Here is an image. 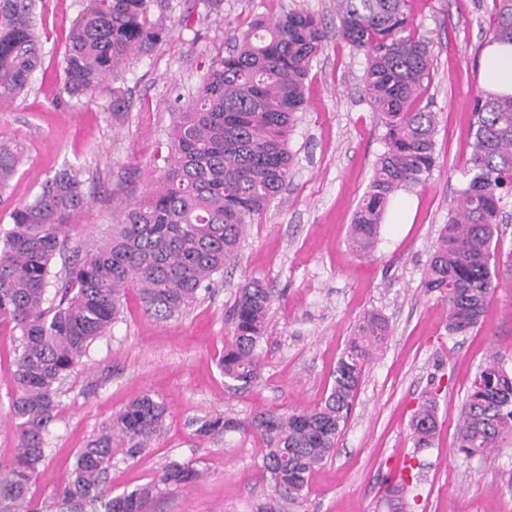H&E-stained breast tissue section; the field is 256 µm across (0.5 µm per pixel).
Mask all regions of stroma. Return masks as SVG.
I'll return each mask as SVG.
<instances>
[{
  "instance_id": "35a3bbf8",
  "label": "stroma",
  "mask_w": 512,
  "mask_h": 512,
  "mask_svg": "<svg viewBox=\"0 0 512 512\" xmlns=\"http://www.w3.org/2000/svg\"><path fill=\"white\" fill-rule=\"evenodd\" d=\"M173 32L117 80L124 119L107 95L93 102L62 94L61 63L78 0H38L44 60L27 95L0 106V142H20L27 162L0 198V236L9 213L46 179L81 168L88 205L71 230L95 243L124 205L164 170L174 110L172 89L194 91L210 58L224 48L227 25L257 15L304 9L322 17L327 38L306 80V107L288 136L292 178L280 198L246 228L227 274L183 315L145 313L136 291L108 335L97 339L63 383L60 410L38 469L39 512H67L59 490L79 448L113 414L143 394L166 408L165 429L135 458L115 450L106 489L116 495L158 479L168 463H191L203 476L156 498L149 512H380L382 490L403 464H413L404 494L408 512H512V434L496 452L467 458L457 450V420L478 366L489 351L512 369V282L501 279L482 324L464 336L448 332L447 307L423 287L424 271L448 210L468 180L485 35L492 0H410L421 32L432 40L433 66L424 99L437 114V162L423 181L400 191L382 224L373 255L349 246L353 212L385 149L362 76L366 60L336 38V0H171ZM248 280L272 288L261 342L260 378L229 388L217 360L233 336L230 309ZM381 313L390 334L365 369L336 450L310 477L296 502L276 498L262 472L259 438L229 433L199 440L193 420L226 414L249 420L262 410H311L323 400L345 343L364 313ZM19 344L0 326V462L19 451L9 415L13 359ZM434 392L439 430L416 448L415 410Z\"/></svg>"
}]
</instances>
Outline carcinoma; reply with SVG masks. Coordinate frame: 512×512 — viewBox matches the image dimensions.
I'll list each match as a JSON object with an SVG mask.
<instances>
[{"mask_svg": "<svg viewBox=\"0 0 512 512\" xmlns=\"http://www.w3.org/2000/svg\"><path fill=\"white\" fill-rule=\"evenodd\" d=\"M408 2L336 0L338 40L366 55L364 86L385 127L386 149L350 227V245L360 255L375 248L394 195L420 183L436 163V113L419 102L432 69L430 41ZM493 6L488 42L512 44V0H493ZM36 9L37 0H0V105L28 93L32 74L42 66ZM169 9L164 0H81L63 56V91L88 99L106 93L113 115H120L124 99L109 81L169 37ZM324 39L321 18L303 9L257 16L247 29L229 34L226 50L210 58L193 96L173 113L157 184L126 205L95 247L71 246L60 298L49 297L56 284L52 269L70 242L73 216L86 204L79 172L62 169L32 200L13 207V227L0 237V325L11 326L20 339L9 408L20 451L0 464V512H38L32 486L56 420L58 385L110 331L126 291L137 289L145 312L159 319L182 315L224 274L251 219L280 195L292 168L288 133L303 110L305 81ZM474 115L467 132L470 178L440 230L424 280L425 290L439 293L448 307V334L455 336L482 322L498 273L512 278V252L502 257L496 251L503 200L512 195V94L479 93ZM23 161L22 147L0 144V191ZM274 300L272 289L257 280L237 291L233 338L218 360L224 382L233 387L247 388L260 376L259 347ZM388 335L380 314L360 318L317 408L260 411L249 421L203 417L192 421L195 435L259 437L274 491L299 499L312 471L335 449L366 365ZM165 414L164 404L146 393L113 416L79 449L64 481L63 504L148 512L162 488L200 478L194 467L173 462L156 482L106 493L112 445L122 443L125 454L135 457L160 435ZM437 425L430 392L411 420L416 447L432 445ZM511 433L512 372L492 353L462 405L458 450L483 457ZM403 491L402 482L387 485L385 512H407Z\"/></svg>", "mask_w": 512, "mask_h": 512, "instance_id": "carcinoma-1", "label": "carcinoma"}]
</instances>
